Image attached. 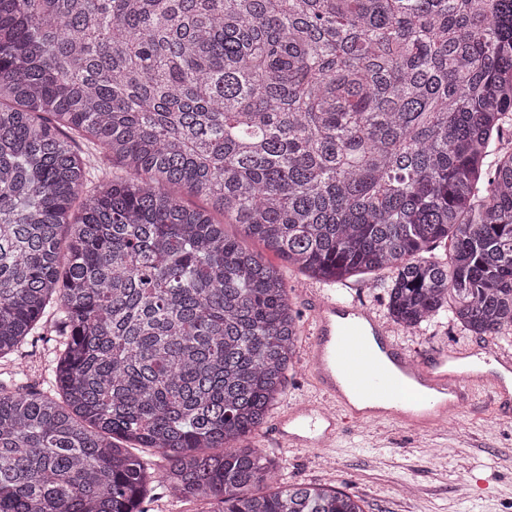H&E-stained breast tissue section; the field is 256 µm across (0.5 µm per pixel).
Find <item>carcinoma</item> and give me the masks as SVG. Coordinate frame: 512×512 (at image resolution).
<instances>
[{
  "mask_svg": "<svg viewBox=\"0 0 512 512\" xmlns=\"http://www.w3.org/2000/svg\"><path fill=\"white\" fill-rule=\"evenodd\" d=\"M226 224L512 335V0H0V359L57 311L47 388L0 379V512H364L243 445L302 326ZM148 512H208L213 505L207 502H179L164 495H157L143 504Z\"/></svg>",
  "mask_w": 512,
  "mask_h": 512,
  "instance_id": "obj_1",
  "label": "carcinoma"
}]
</instances>
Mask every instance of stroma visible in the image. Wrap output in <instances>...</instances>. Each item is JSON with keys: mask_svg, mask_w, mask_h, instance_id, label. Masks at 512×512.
I'll use <instances>...</instances> for the list:
<instances>
[{"mask_svg": "<svg viewBox=\"0 0 512 512\" xmlns=\"http://www.w3.org/2000/svg\"><path fill=\"white\" fill-rule=\"evenodd\" d=\"M393 335L414 355L481 341L512 353V336L480 340L445 319ZM248 443L281 460L280 481L334 486L361 499L365 512H512V417L494 415L480 396L432 431L390 421L347 427L319 449L279 446L266 426Z\"/></svg>", "mask_w": 512, "mask_h": 512, "instance_id": "obj_1", "label": "stroma"}]
</instances>
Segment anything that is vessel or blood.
<instances>
[{
	"label": "vessel or blood",
	"instance_id": "b4317fda",
	"mask_svg": "<svg viewBox=\"0 0 512 512\" xmlns=\"http://www.w3.org/2000/svg\"><path fill=\"white\" fill-rule=\"evenodd\" d=\"M311 325L306 359L318 397L277 418L272 435L280 445L325 448L344 425L385 419L430 429L460 414L478 388L501 413L512 412V387L504 379L512 373L511 355H496V368L476 372L465 350L411 355L372 309L318 289Z\"/></svg>",
	"mask_w": 512,
	"mask_h": 512
}]
</instances>
